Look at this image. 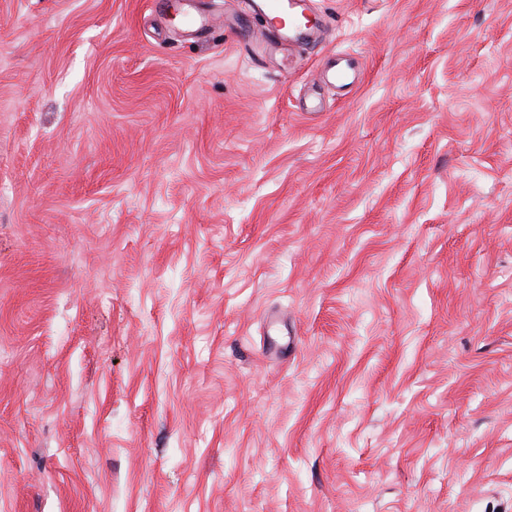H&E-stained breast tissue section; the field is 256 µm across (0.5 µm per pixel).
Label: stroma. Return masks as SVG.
Segmentation results:
<instances>
[{"mask_svg":"<svg viewBox=\"0 0 512 512\" xmlns=\"http://www.w3.org/2000/svg\"><path fill=\"white\" fill-rule=\"evenodd\" d=\"M311 7L0 0V512H512V0ZM261 12L263 23L258 29L262 35L268 36L278 43H305L295 37L291 42V34L313 32L318 26H305L300 17L308 9V0H254ZM287 2V3H285ZM291 10L293 15L288 18V26L280 16L282 12Z\"/></svg>","mask_w":512,"mask_h":512,"instance_id":"35a3bbf8","label":"stroma"}]
</instances>
